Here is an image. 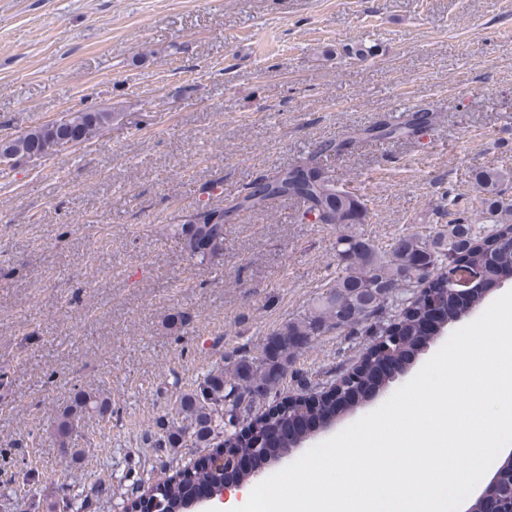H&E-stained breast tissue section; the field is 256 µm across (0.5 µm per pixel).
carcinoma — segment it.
I'll list each match as a JSON object with an SVG mask.
<instances>
[{"label": "carcinoma", "instance_id": "carcinoma-1", "mask_svg": "<svg viewBox=\"0 0 512 512\" xmlns=\"http://www.w3.org/2000/svg\"><path fill=\"white\" fill-rule=\"evenodd\" d=\"M115 116L110 109L68 112L55 121L1 139L0 157H8L11 169L34 157L49 159L61 151L65 142H89L111 125ZM422 123L423 118L418 117L404 126L368 129L364 134L398 139ZM505 179L506 174L491 169L476 175L482 190V213L488 221L500 225L496 234L482 238L468 220L458 218L448 221L428 239L406 237L384 252L376 251L372 244L347 231L348 225L364 221L366 207L362 198L336 188L316 166L306 164L299 169H287L284 174L249 188L243 198L249 197L251 201L241 205L245 210H261L273 199H293L307 211L317 210L321 223L339 227L336 251L344 274L318 298L309 315L289 322L267 337L258 353L245 346L233 350L224 356L221 368L207 374L193 390L182 393V420L175 422L162 417L156 422V431L151 435L155 451L165 455L183 447L189 439L198 446H207L216 436L236 427L261 434L277 420L242 412L237 406L240 396L272 393L289 371L299 385L308 384L309 375L295 367L300 350L330 330H342L345 336L360 339L366 342V348H371L378 337L387 333L388 325L382 319L384 311L400 304L405 289L421 283L422 272L433 271L453 257L482 267L489 281L512 280V204L504 203L497 192L498 184ZM172 231L186 239L191 257L199 266L210 264L224 253V225L212 224L206 216L197 224H174ZM407 307L400 322L406 341L390 345L381 356L391 365L398 364L407 353L422 324L438 325L442 320L452 322L457 317L456 309L449 306L443 310L441 319L434 318L426 298L419 294L411 296ZM369 382V377L361 375L353 386L344 389L339 400L315 408L296 399L288 404L287 416L304 420L330 412L340 414L357 403V395ZM91 409L112 418L111 402H99L79 391L58 421V437L67 439L78 427L81 416ZM227 475L222 464L198 465L187 471L185 478L158 484L155 492L164 504L163 512H174L172 506L192 487L219 486Z\"/></svg>", "mask_w": 512, "mask_h": 512}]
</instances>
